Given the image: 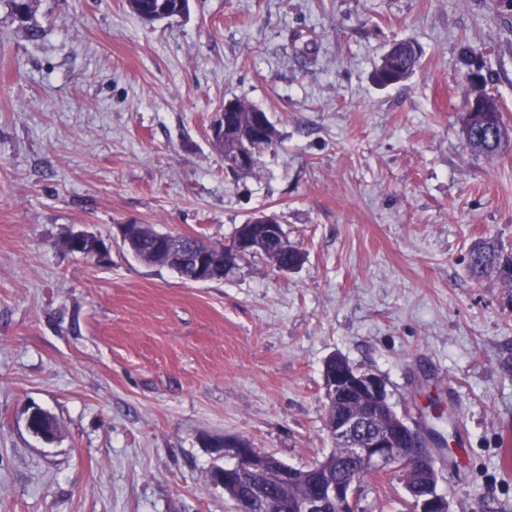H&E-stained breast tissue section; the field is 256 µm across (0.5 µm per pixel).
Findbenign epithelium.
Instances as JSON below:
<instances>
[{"label":"benign epithelium","instance_id":"1","mask_svg":"<svg viewBox=\"0 0 512 512\" xmlns=\"http://www.w3.org/2000/svg\"><path fill=\"white\" fill-rule=\"evenodd\" d=\"M472 93L469 101L470 112H493L495 108L484 98L479 77L470 78ZM269 136L266 114L256 112L252 116L249 139L231 148L227 162L239 171H247L256 163V154L250 141L265 140ZM249 224L264 227L268 238L274 244L284 239L283 229L274 215H257ZM250 240L236 236L224 246V261L231 266L242 259L249 251ZM324 389L333 399L335 411L327 421L329 437L346 449L357 466L381 476L397 473L402 476L403 486L408 497L410 512H449L447 499L437 492V484L423 478L411 480L406 475L407 468L425 470L427 451L416 426L405 421L389 426L379 421L380 405L387 400L385 382L376 374L360 370L346 364L339 354H334L323 363ZM42 417L38 408L32 409L26 417L27 429L37 437L52 441L57 429L42 430L37 420ZM224 445L236 448L233 469L244 477L245 487L237 502H253L261 496L264 486L246 478L256 466L255 449L245 440L224 439ZM357 486L349 481H328L320 484L312 493L294 502L284 504L286 512H356Z\"/></svg>","mask_w":512,"mask_h":512}]
</instances>
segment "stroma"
Returning a JSON list of instances; mask_svg holds the SVG:
<instances>
[{
  "label": "stroma",
  "instance_id": "stroma-1",
  "mask_svg": "<svg viewBox=\"0 0 512 512\" xmlns=\"http://www.w3.org/2000/svg\"><path fill=\"white\" fill-rule=\"evenodd\" d=\"M31 24L0 0V512H233L224 438L296 469L332 448L335 353L412 421L442 397L450 512H512V286L467 271L475 240L512 250V148L463 139L473 71L512 123V0H189L153 22L37 0ZM399 40L419 64L377 86ZM229 100L278 132L251 173L212 144ZM258 213L293 272L258 253L195 283L119 232L224 244ZM81 232L104 259L64 247ZM408 509L397 474L361 483L358 512Z\"/></svg>",
  "mask_w": 512,
  "mask_h": 512
}]
</instances>
